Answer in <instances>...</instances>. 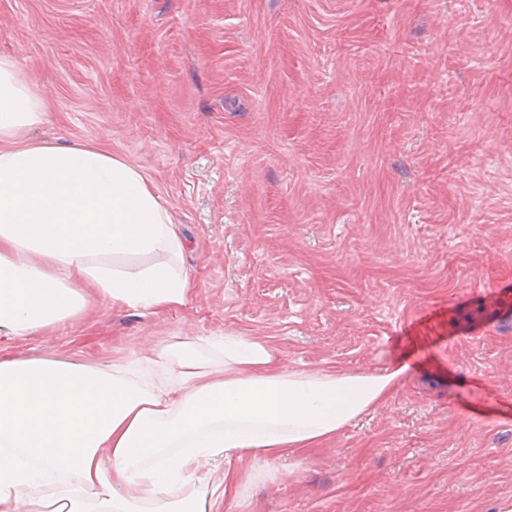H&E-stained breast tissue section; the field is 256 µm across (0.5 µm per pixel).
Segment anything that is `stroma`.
<instances>
[{
  "label": "stroma",
  "instance_id": "stroma-1",
  "mask_svg": "<svg viewBox=\"0 0 512 512\" xmlns=\"http://www.w3.org/2000/svg\"><path fill=\"white\" fill-rule=\"evenodd\" d=\"M45 96L30 141L140 167L185 304L94 297L0 354L140 371L267 338L286 368L415 365L223 512H512V0H0Z\"/></svg>",
  "mask_w": 512,
  "mask_h": 512
}]
</instances>
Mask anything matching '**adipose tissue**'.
<instances>
[{
	"instance_id": "1",
	"label": "adipose tissue",
	"mask_w": 512,
	"mask_h": 512,
	"mask_svg": "<svg viewBox=\"0 0 512 512\" xmlns=\"http://www.w3.org/2000/svg\"><path fill=\"white\" fill-rule=\"evenodd\" d=\"M44 98L0 57V337L33 336L85 313L90 293L149 312L185 303L183 237L146 174L85 143L29 144ZM150 257L147 265L131 258ZM165 346L151 373L0 357V512H222L246 459L271 469L376 410L402 383L381 370L295 371L255 336ZM223 453L211 483L208 456Z\"/></svg>"
}]
</instances>
